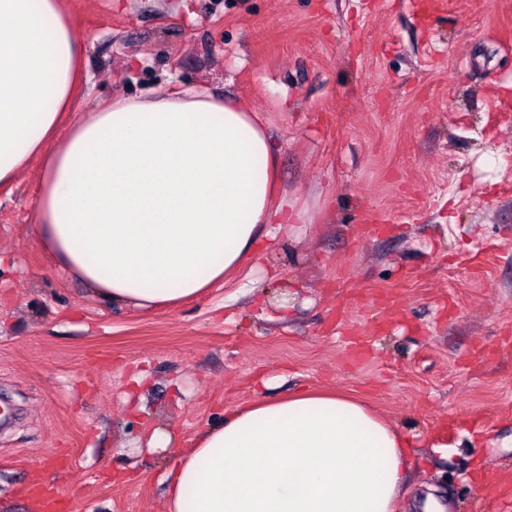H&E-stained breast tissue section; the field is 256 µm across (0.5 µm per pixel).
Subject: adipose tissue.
<instances>
[{
	"mask_svg": "<svg viewBox=\"0 0 512 512\" xmlns=\"http://www.w3.org/2000/svg\"><path fill=\"white\" fill-rule=\"evenodd\" d=\"M84 47L62 0H0V185L41 159L49 257L99 297L174 307L298 214L243 100L173 87L69 130ZM410 442L361 402L299 391L228 411L179 449L163 512H395Z\"/></svg>",
	"mask_w": 512,
	"mask_h": 512,
	"instance_id": "ef3b65f1",
	"label": "adipose tissue"
}]
</instances>
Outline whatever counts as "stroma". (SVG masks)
Masks as SVG:
<instances>
[{
	"label": "stroma",
	"instance_id": "stroma-1",
	"mask_svg": "<svg viewBox=\"0 0 512 512\" xmlns=\"http://www.w3.org/2000/svg\"><path fill=\"white\" fill-rule=\"evenodd\" d=\"M414 2L64 0L89 79L66 123L172 83L238 96L299 217L146 313L47 257L38 164L1 185L0 512H33L34 478L68 512H163L178 449L303 389L410 440L398 512L430 486L450 512H497L471 474L512 476V0L426 20Z\"/></svg>",
	"mask_w": 512,
	"mask_h": 512
}]
</instances>
